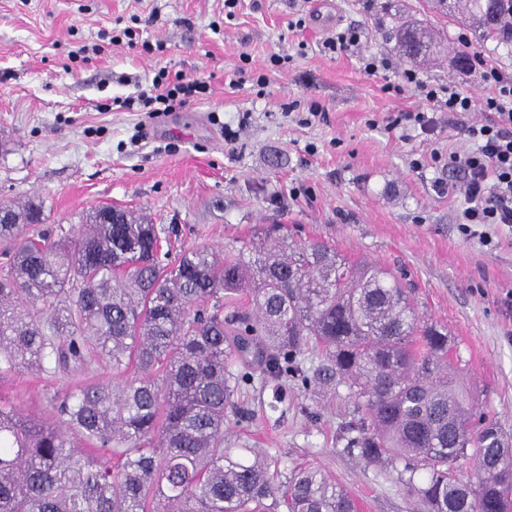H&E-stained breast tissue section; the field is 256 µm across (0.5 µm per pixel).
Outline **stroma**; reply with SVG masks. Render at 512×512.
Listing matches in <instances>:
<instances>
[{
  "instance_id": "obj_1",
  "label": "stroma",
  "mask_w": 512,
  "mask_h": 512,
  "mask_svg": "<svg viewBox=\"0 0 512 512\" xmlns=\"http://www.w3.org/2000/svg\"><path fill=\"white\" fill-rule=\"evenodd\" d=\"M329 2L319 16L314 0H239L229 18L224 0H0V204H40L55 236L108 204L147 215L178 250L246 249L279 224L289 240L379 263L447 325L464 383L512 433V230L497 231L491 251L459 232L464 201L439 188L448 171L431 157L452 146L447 128L406 141L389 126L419 99L388 90L405 64L379 35L381 0ZM402 2L443 40L421 75L481 94L478 67L455 62L468 23ZM350 23L367 41L324 56L320 42ZM363 51L389 54L392 70L365 74ZM275 54L291 60L274 65ZM162 69L209 88L170 112L121 107ZM68 389L21 369L0 380V403L46 418ZM242 405L244 416L226 417L225 447L258 450L283 471L319 467L360 512H417L395 471L345 451L343 397L292 389L279 402L256 385Z\"/></svg>"
}]
</instances>
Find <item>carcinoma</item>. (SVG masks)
I'll return each mask as SVG.
<instances>
[{"label":"carcinoma","mask_w":512,"mask_h":512,"mask_svg":"<svg viewBox=\"0 0 512 512\" xmlns=\"http://www.w3.org/2000/svg\"><path fill=\"white\" fill-rule=\"evenodd\" d=\"M466 2L476 38L511 48L512 0ZM384 16L402 58L437 52L427 24ZM119 219L92 208L53 240L40 205L0 206V379L112 369V383L53 400L51 420L0 405V512H359L318 467L282 473L224 447V417L256 374L344 388L359 415L345 449L402 467L421 512H512V436L461 381L448 328L423 320L389 269L279 226L247 250L167 262L156 225Z\"/></svg>","instance_id":"obj_1"}]
</instances>
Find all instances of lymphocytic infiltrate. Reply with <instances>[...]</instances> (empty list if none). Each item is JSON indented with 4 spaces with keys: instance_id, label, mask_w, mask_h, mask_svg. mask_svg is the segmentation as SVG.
<instances>
[{
    "instance_id": "f902f5d3",
    "label": "lymphocytic infiltrate",
    "mask_w": 512,
    "mask_h": 512,
    "mask_svg": "<svg viewBox=\"0 0 512 512\" xmlns=\"http://www.w3.org/2000/svg\"><path fill=\"white\" fill-rule=\"evenodd\" d=\"M480 80L484 92L473 95L453 84L424 81L415 70H403L395 92L413 88L422 106L400 113L392 125L413 126L428 134L434 131L438 114H447L449 136L469 144L465 151L448 154V170L458 176L453 189L466 201L456 222L463 235L478 237L484 247L491 248L495 242L490 228L512 229V74L487 64ZM205 87V82L162 71L139 100L144 106L157 104L168 112L185 105Z\"/></svg>"
}]
</instances>
